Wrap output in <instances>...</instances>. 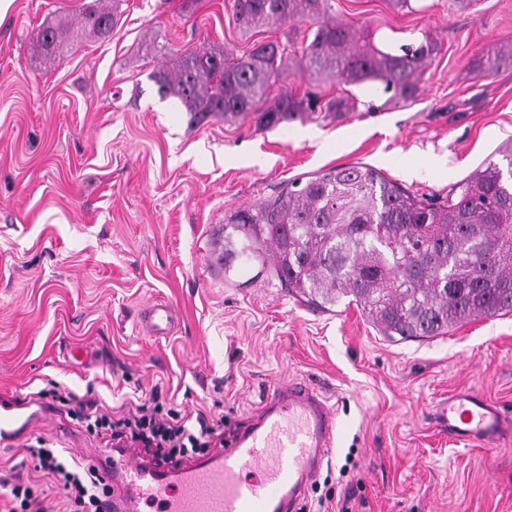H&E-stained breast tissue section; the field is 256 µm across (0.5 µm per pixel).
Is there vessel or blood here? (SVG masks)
Masks as SVG:
<instances>
[{"label":"vessel or blood","mask_w":512,"mask_h":512,"mask_svg":"<svg viewBox=\"0 0 512 512\" xmlns=\"http://www.w3.org/2000/svg\"><path fill=\"white\" fill-rule=\"evenodd\" d=\"M434 418L451 439L486 448L512 433V415L472 389L449 395ZM338 432L333 406L316 389L278 383L206 458L160 463L133 448L99 453L93 464L112 489L104 512H297Z\"/></svg>","instance_id":"b4317fda"}]
</instances>
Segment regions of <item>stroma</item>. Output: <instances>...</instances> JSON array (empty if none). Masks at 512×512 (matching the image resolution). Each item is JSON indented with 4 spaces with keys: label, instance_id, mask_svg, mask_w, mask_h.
Returning <instances> with one entry per match:
<instances>
[{
    "label": "stroma",
    "instance_id": "obj_1",
    "mask_svg": "<svg viewBox=\"0 0 512 512\" xmlns=\"http://www.w3.org/2000/svg\"><path fill=\"white\" fill-rule=\"evenodd\" d=\"M84 2L13 0L0 19V414L26 424L19 442L0 440V469L32 474L30 445L92 459L106 440L69 415L87 399L116 412L157 386L230 429L273 383L303 380L338 411L318 486L327 512H512V437L467 445L431 418L468 387L512 412V312L392 342L356 306L312 308L260 264L228 278L214 257L237 211L293 179L367 164L440 202L498 161L512 139V64L484 76L477 63L512 48V0H331L336 19L376 40L437 43L419 95L393 105L295 75L289 88L353 93L358 109L268 130L190 123L151 75L190 52L283 38L298 57L306 24L247 32L231 0H102L116 15L108 38L39 55L42 28L81 26ZM158 302L175 311L160 334L145 325ZM74 347L92 359L74 363ZM51 384L59 400H38Z\"/></svg>",
    "mask_w": 512,
    "mask_h": 512
}]
</instances>
